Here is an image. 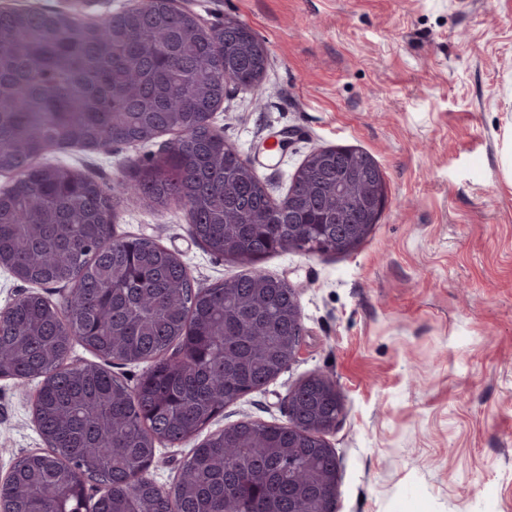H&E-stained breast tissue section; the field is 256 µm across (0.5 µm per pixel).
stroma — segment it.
<instances>
[{
  "label": "stroma",
  "mask_w": 512,
  "mask_h": 512,
  "mask_svg": "<svg viewBox=\"0 0 512 512\" xmlns=\"http://www.w3.org/2000/svg\"><path fill=\"white\" fill-rule=\"evenodd\" d=\"M209 26L234 20L265 41L259 88H227L212 115L271 196L303 159L346 145L385 175L387 203L348 254L277 252L263 271L297 291L301 352L262 390L225 406L288 420V393L313 374L339 389L326 440L338 512H512V0H186ZM132 0H0L102 22ZM292 144L276 150L282 133ZM166 143L73 149L62 159L103 185ZM117 238L149 237L206 285L244 268L188 232L181 204L135 198ZM37 380L0 377V478L43 448ZM192 443L158 446L150 475L178 480Z\"/></svg>",
  "instance_id": "1"
}]
</instances>
